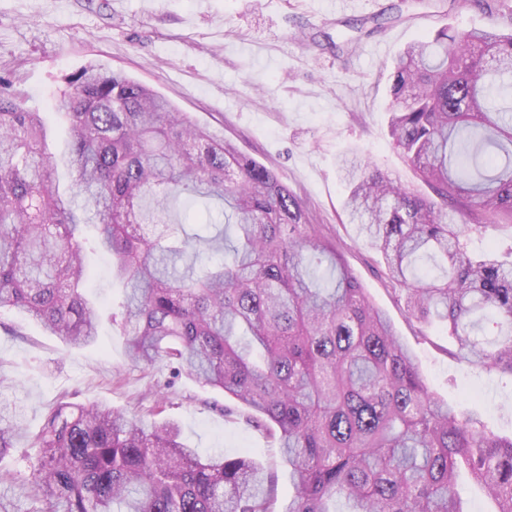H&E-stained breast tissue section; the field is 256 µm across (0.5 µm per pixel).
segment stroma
<instances>
[{
    "mask_svg": "<svg viewBox=\"0 0 512 512\" xmlns=\"http://www.w3.org/2000/svg\"><path fill=\"white\" fill-rule=\"evenodd\" d=\"M400 0H0V76L42 114L53 141L66 132L51 112L66 76L91 62L122 72L169 99L192 121L272 169L325 225L372 302L412 351L430 391L486 427L512 435V376L477 371L449 351L437 327L421 328L380 272V258L344 213L347 188L340 161L373 162L414 189L422 183L388 131L390 74L408 44L441 26L459 31L488 23L474 8L441 14L408 9L351 55L335 43L366 18ZM166 394L163 415L183 441L207 455L223 449L250 457L274 479L278 507L295 494L288 465L264 429L225 414L232 401L175 365H131L118 326L102 321L95 343L67 347L14 311L0 312V401L27 435L0 459L15 477L0 486L18 512L31 503L18 483L36 451L27 440L59 401L102 402L151 422L153 399Z\"/></svg>",
    "mask_w": 512,
    "mask_h": 512,
    "instance_id": "stroma-1",
    "label": "stroma"
}]
</instances>
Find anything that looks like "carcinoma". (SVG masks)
Returning a JSON list of instances; mask_svg holds the SVG:
<instances>
[{
    "label": "carcinoma",
    "instance_id": "1",
    "mask_svg": "<svg viewBox=\"0 0 512 512\" xmlns=\"http://www.w3.org/2000/svg\"><path fill=\"white\" fill-rule=\"evenodd\" d=\"M464 2L491 22L440 27L392 72L390 137L434 196L360 159L345 167V210L412 319L439 324L472 368L512 376V261L467 249L470 234L512 224V5ZM66 84L53 104L67 130L58 151L41 113L0 92V310L73 347L94 343L103 309L88 254L100 253L124 290L111 320L131 361H172L265 427L295 486L283 512H331L340 499L348 512H464L463 471L495 512H512V436L429 390L336 242L271 169L101 64ZM182 196L219 201L220 233L171 221ZM484 321L494 336L478 335ZM20 434L0 404V458ZM29 441L28 512H277L262 466L203 460L170 420L61 401Z\"/></svg>",
    "mask_w": 512,
    "mask_h": 512
}]
</instances>
